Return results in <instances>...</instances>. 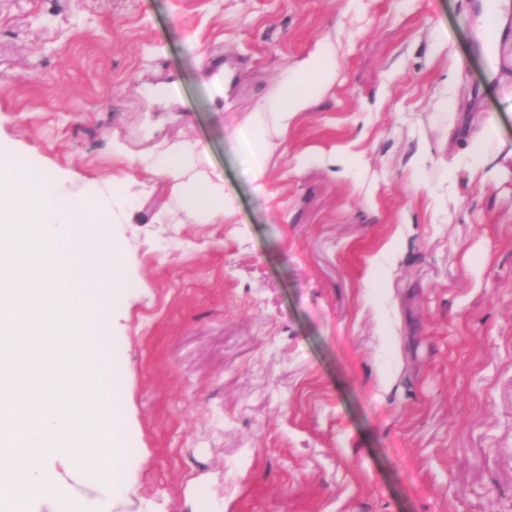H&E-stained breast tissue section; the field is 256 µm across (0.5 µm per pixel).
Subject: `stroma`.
<instances>
[{
    "mask_svg": "<svg viewBox=\"0 0 512 512\" xmlns=\"http://www.w3.org/2000/svg\"><path fill=\"white\" fill-rule=\"evenodd\" d=\"M478 11L0 0V153L141 212L109 227L139 460L112 512H512V0L493 57ZM326 42L257 193L233 131ZM164 138L207 146L223 223H156L171 183L112 145Z\"/></svg>",
    "mask_w": 512,
    "mask_h": 512,
    "instance_id": "35a3bbf8",
    "label": "stroma"
}]
</instances>
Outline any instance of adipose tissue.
<instances>
[{"label": "adipose tissue", "mask_w": 512, "mask_h": 512, "mask_svg": "<svg viewBox=\"0 0 512 512\" xmlns=\"http://www.w3.org/2000/svg\"><path fill=\"white\" fill-rule=\"evenodd\" d=\"M336 75V51L322 46L316 56L284 80L273 95L242 125L238 138L255 181H262L271 151V132H285L293 117L319 97ZM131 166L175 182L168 209L198 216L208 224L223 223L234 211L235 200L226 192L224 177L210 163L205 147L198 141L163 142L155 150L129 157Z\"/></svg>", "instance_id": "obj_1"}]
</instances>
